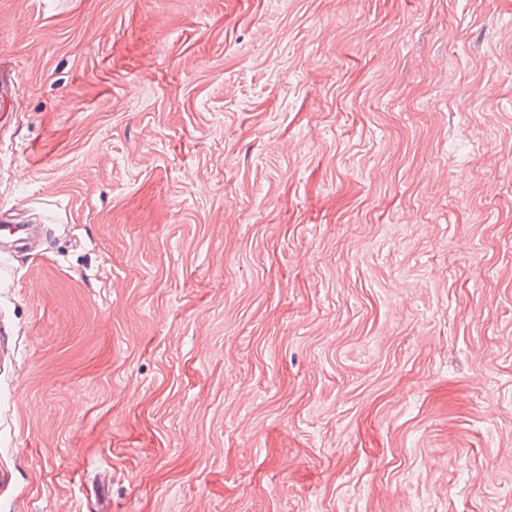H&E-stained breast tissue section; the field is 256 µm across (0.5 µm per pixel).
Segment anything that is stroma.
<instances>
[{"label":"stroma","mask_w":512,"mask_h":512,"mask_svg":"<svg viewBox=\"0 0 512 512\" xmlns=\"http://www.w3.org/2000/svg\"><path fill=\"white\" fill-rule=\"evenodd\" d=\"M0 512H512V0H0Z\"/></svg>","instance_id":"obj_1"}]
</instances>
